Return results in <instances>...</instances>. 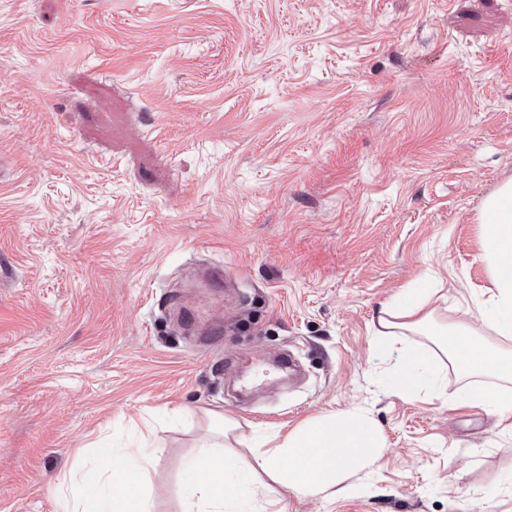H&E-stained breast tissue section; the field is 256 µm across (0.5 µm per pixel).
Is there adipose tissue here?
Returning <instances> with one entry per match:
<instances>
[{
  "mask_svg": "<svg viewBox=\"0 0 512 512\" xmlns=\"http://www.w3.org/2000/svg\"><path fill=\"white\" fill-rule=\"evenodd\" d=\"M482 214V250L494 290L487 300L475 303L472 323L443 329L439 347L462 373L512 380V350L491 347L479 337L484 327L512 338V179L485 199ZM435 294V289L420 288L383 304L377 319L380 335L422 329L432 315ZM213 426V433L204 435L183 462L191 480L181 497V512H255L254 503L266 499V486L258 478L262 472L304 495H341L353 472L374 465L380 448L374 424L361 412L316 419L250 461L224 449L223 438L235 430V423L217 416ZM136 455L131 466L115 458L111 449L100 451L112 484L113 512H152L141 487L154 451L140 448Z\"/></svg>",
  "mask_w": 512,
  "mask_h": 512,
  "instance_id": "ef3b65f1",
  "label": "adipose tissue"
}]
</instances>
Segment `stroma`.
Here are the masks:
<instances>
[{
	"instance_id": "1",
	"label": "stroma",
	"mask_w": 512,
	"mask_h": 512,
	"mask_svg": "<svg viewBox=\"0 0 512 512\" xmlns=\"http://www.w3.org/2000/svg\"><path fill=\"white\" fill-rule=\"evenodd\" d=\"M512 178V0H0V512L105 501L98 449L181 464L363 410L352 490L287 512H512V415L376 315L490 287L482 202ZM224 271L214 287L209 270ZM427 387L394 391L399 349ZM448 379V394L428 386ZM433 288L413 289L399 299L382 305L378 315V333L403 336L406 331L421 330L432 315Z\"/></svg>"
}]
</instances>
